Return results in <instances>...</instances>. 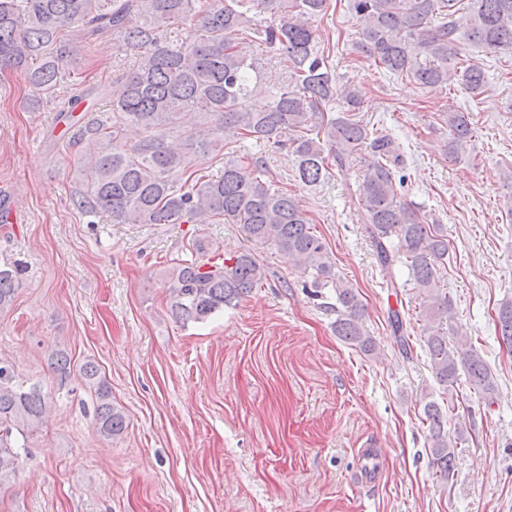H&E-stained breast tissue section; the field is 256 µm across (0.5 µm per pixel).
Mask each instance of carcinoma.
Segmentation results:
<instances>
[{
    "label": "carcinoma",
    "instance_id": "1",
    "mask_svg": "<svg viewBox=\"0 0 512 512\" xmlns=\"http://www.w3.org/2000/svg\"><path fill=\"white\" fill-rule=\"evenodd\" d=\"M361 23L355 50L387 70L426 86L448 81V69L462 61L461 34L493 52L512 51V0H351ZM328 0H0V70L24 73L37 106L57 97L66 76L71 46L110 38L115 48L137 55L136 68L112 90L111 108L80 129L81 158L70 201L85 216L109 215L116 224H234L247 241L271 246L315 272L313 286L325 285L332 265L322 238L300 202L267 176L262 154L229 157L223 173L211 178L193 169L195 160L244 138L280 147L289 134L296 174L306 187L319 185L331 167L352 153L369 152L358 202L368 218L372 246L383 270L404 263L420 298L427 347L438 385L454 390L465 382L493 404L495 380L473 350L448 347L444 325L453 304L439 288V270L448 261V239L437 224H425L413 205L398 197L395 173L403 160L395 142L355 117L357 95L336 87L327 57L318 49L313 19ZM268 13L277 22L253 28L254 15ZM193 23L202 34L172 43L163 33L178 22ZM417 40L420 53H412ZM262 45L288 61L289 82L260 99L251 88L259 76L254 46ZM484 73L475 65L462 71L470 93L484 89ZM341 98L347 108L337 116L327 106ZM197 121L184 125L187 112ZM448 156L466 152L473 137L465 112L448 110ZM135 128L139 139L126 141ZM172 288L171 309L183 322H200L263 285L265 268L245 250L222 264L181 260L166 270ZM21 287L17 270L0 265V311L12 306ZM344 314L336 335L364 352L375 340L361 327L362 304L355 291L336 280ZM498 335L512 347V301L496 311ZM49 366L60 383L78 374L95 396L93 424L110 442L128 428L124 410L112 401V388L97 363L74 364L58 349ZM51 397L38 383L14 380L0 364V482L16 474L19 459L12 436L31 434L42 425ZM428 422L431 464L444 482L455 476L459 451L448 439V416L434 401L423 410Z\"/></svg>",
    "mask_w": 512,
    "mask_h": 512
}]
</instances>
